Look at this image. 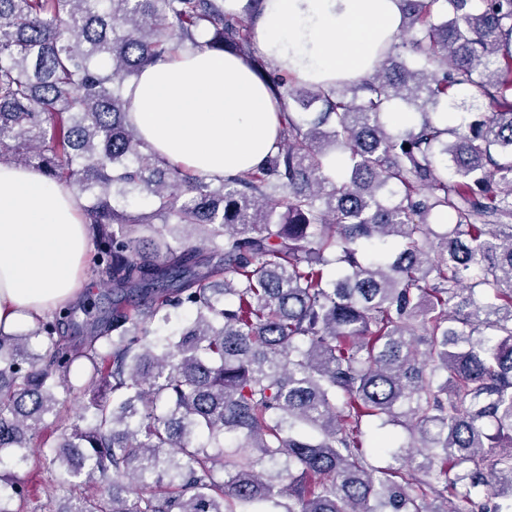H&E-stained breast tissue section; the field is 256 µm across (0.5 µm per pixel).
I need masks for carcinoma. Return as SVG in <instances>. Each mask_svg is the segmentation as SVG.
Listing matches in <instances>:
<instances>
[{"instance_id":"obj_1","label":"carcinoma","mask_w":512,"mask_h":512,"mask_svg":"<svg viewBox=\"0 0 512 512\" xmlns=\"http://www.w3.org/2000/svg\"><path fill=\"white\" fill-rule=\"evenodd\" d=\"M261 3L0 0V162L86 199L114 295L80 338L67 307L0 333V512L31 463L84 486L43 512H512V0H402L373 72L327 88L267 72ZM193 49L267 74L261 167L190 174L130 122L126 83ZM458 88L499 111L463 129Z\"/></svg>"}]
</instances>
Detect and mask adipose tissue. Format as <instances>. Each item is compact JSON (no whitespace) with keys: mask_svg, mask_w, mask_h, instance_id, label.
I'll return each mask as SVG.
<instances>
[{"mask_svg":"<svg viewBox=\"0 0 512 512\" xmlns=\"http://www.w3.org/2000/svg\"><path fill=\"white\" fill-rule=\"evenodd\" d=\"M400 19V0H264L254 40L275 68L320 85L368 75ZM126 94L145 141L193 171L233 176L260 167L274 146L276 106L243 57L184 51L145 68ZM89 248L76 193L0 163V332L75 301Z\"/></svg>","mask_w":512,"mask_h":512,"instance_id":"adipose-tissue-1","label":"adipose tissue"}]
</instances>
